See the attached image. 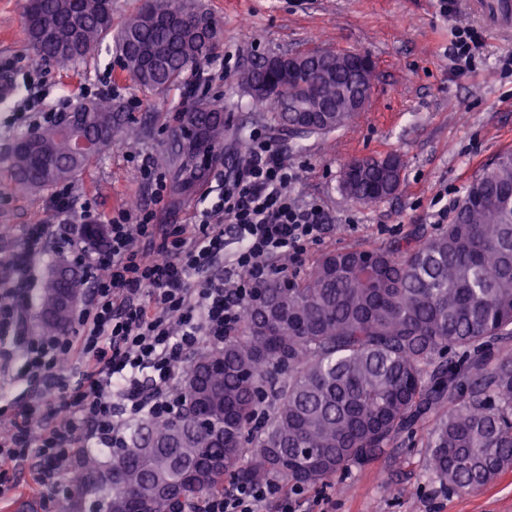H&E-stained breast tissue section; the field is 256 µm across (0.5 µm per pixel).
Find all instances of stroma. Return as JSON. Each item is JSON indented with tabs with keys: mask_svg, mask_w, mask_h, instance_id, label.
<instances>
[{
	"mask_svg": "<svg viewBox=\"0 0 512 512\" xmlns=\"http://www.w3.org/2000/svg\"><path fill=\"white\" fill-rule=\"evenodd\" d=\"M218 24L222 37L199 70L189 72L205 101L223 105L227 130L213 169L230 167L237 136L261 129L284 144V159L298 173L292 193L320 201L333 225L325 240L308 249L304 263L321 253L355 245L383 247L415 228L440 232L435 212L439 195L457 202L476 177L500 154L512 151V29L495 28L473 6L454 0L441 12L439 0H199ZM26 0H0V63L37 68L42 79V111L59 97L111 88L114 109L131 129L95 157L70 184L80 201L109 215L129 204L151 202V184L140 170L152 155L155 173L169 179L166 157L173 148L169 130L182 102V88L151 91L140 86L116 61L112 39L89 56L62 66L36 59L24 31ZM475 29L480 44L468 70L451 69L449 48L457 27ZM334 48L368 54L376 63L374 91L364 112L346 126L296 142L255 111L241 85L244 71L267 58ZM39 113H14L0 101V255L20 251L22 227L33 217L47 224L49 236L76 234V224L57 223L49 209L52 189L16 194L7 190V157L14 140L39 125ZM396 155L402 162L401 187L372 205L354 202L341 189L344 167L352 159ZM201 192L177 196L165 191L155 223L191 224L202 208ZM16 341L0 335V349L12 350L16 380L0 385V402L40 404L51 410L62 397L57 389L35 398L22 380L24 358ZM435 414L399 435L379 458L354 465L334 485L306 490L297 512H512V470L476 491L448 489L436 477L428 436ZM52 490L24 466L0 493V512H59Z\"/></svg>",
	"mask_w": 512,
	"mask_h": 512,
	"instance_id": "1",
	"label": "stroma"
}]
</instances>
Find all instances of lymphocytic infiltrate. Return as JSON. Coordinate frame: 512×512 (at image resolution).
<instances>
[{
    "label": "lymphocytic infiltrate",
    "instance_id": "1",
    "mask_svg": "<svg viewBox=\"0 0 512 512\" xmlns=\"http://www.w3.org/2000/svg\"><path fill=\"white\" fill-rule=\"evenodd\" d=\"M247 154L219 176V194L199 209L194 224H158L147 208L111 217L102 253H88L73 237L48 240L43 222L29 225L24 251L0 256L9 268V299H0V334L15 336L26 360L24 380L39 390L64 386L77 370V399L31 427L30 412L0 410V486L26 462H45L43 479L56 482L51 463L73 451L78 426L105 447L122 443L125 424L177 407L173 367L198 349L235 335L249 301L263 283L282 276V257L300 261L330 229L324 208L291 194L296 172L281 148L251 131ZM76 255L89 288L73 316L74 335L32 332L26 311L33 258L46 248ZM224 271L209 276L216 261ZM203 285L190 287V276ZM278 488L236 485L208 500L202 512H265Z\"/></svg>",
    "mask_w": 512,
    "mask_h": 512
}]
</instances>
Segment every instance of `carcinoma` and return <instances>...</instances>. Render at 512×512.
<instances>
[{"label": "carcinoma", "instance_id": "obj_1", "mask_svg": "<svg viewBox=\"0 0 512 512\" xmlns=\"http://www.w3.org/2000/svg\"><path fill=\"white\" fill-rule=\"evenodd\" d=\"M35 55L66 65L112 34L111 0H27ZM221 29L195 0H147L120 26L115 45L129 76L146 89L186 84L218 44ZM348 56L324 50L298 80L260 64L242 76L269 122L304 139L344 126L341 85ZM323 106L324 112L314 108ZM99 150L129 135L112 104L78 108ZM224 108L183 92L170 131L174 189L193 192L224 140ZM93 158L78 153L60 124L15 142L11 188L44 190ZM395 155L362 158L342 188L364 205L401 184ZM83 280L68 271L40 294L41 332L71 323L66 294ZM512 342V152L466 188L450 224L389 247L321 254L306 278L262 285L241 334L204 348L174 369L177 410L130 428L107 452L80 450L60 463L71 474L61 512H187L240 484L315 489L382 455L400 433L435 413L434 472L448 487L477 490L512 469V357L489 365L482 351Z\"/></svg>", "mask_w": 512, "mask_h": 512}]
</instances>
